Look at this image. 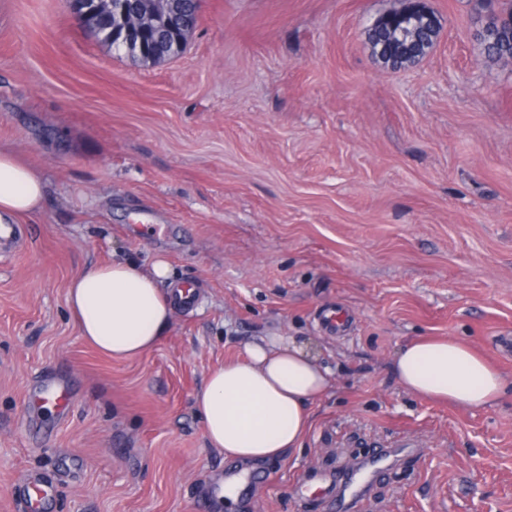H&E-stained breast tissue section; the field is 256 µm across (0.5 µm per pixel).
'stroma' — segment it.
Listing matches in <instances>:
<instances>
[{
	"label": "stroma",
	"instance_id": "obj_1",
	"mask_svg": "<svg viewBox=\"0 0 512 512\" xmlns=\"http://www.w3.org/2000/svg\"><path fill=\"white\" fill-rule=\"evenodd\" d=\"M408 0H201L177 56L98 39L69 0H0V147L45 197L0 249V512L53 485L46 512H330L303 501L391 452L356 512H512V387L493 406L421 400L391 362L453 337L512 379V60L482 51L483 0H424L430 52L394 70L367 31ZM200 295L158 344L109 358L79 336L70 279L126 259ZM350 315L346 333L318 322ZM258 336L329 366L304 446L270 462L208 447L206 375ZM66 376L64 418L27 392ZM242 476L235 501L217 480Z\"/></svg>",
	"mask_w": 512,
	"mask_h": 512
}]
</instances>
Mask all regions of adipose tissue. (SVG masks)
Returning a JSON list of instances; mask_svg holds the SVG:
<instances>
[{
  "mask_svg": "<svg viewBox=\"0 0 512 512\" xmlns=\"http://www.w3.org/2000/svg\"><path fill=\"white\" fill-rule=\"evenodd\" d=\"M42 177L14 152L0 148V223L37 213ZM169 265L149 268L122 260L93 266L75 277L67 304L81 338L110 357L137 356L168 331L172 305L160 289ZM401 385L425 401L481 409L506 392L505 375L462 341L419 338L392 363ZM332 386L331 372L286 336L245 344L244 354L212 370L194 393L210 447L243 462H274L301 448L312 425L311 405Z\"/></svg>",
  "mask_w": 512,
  "mask_h": 512,
  "instance_id": "1",
  "label": "adipose tissue"
}]
</instances>
